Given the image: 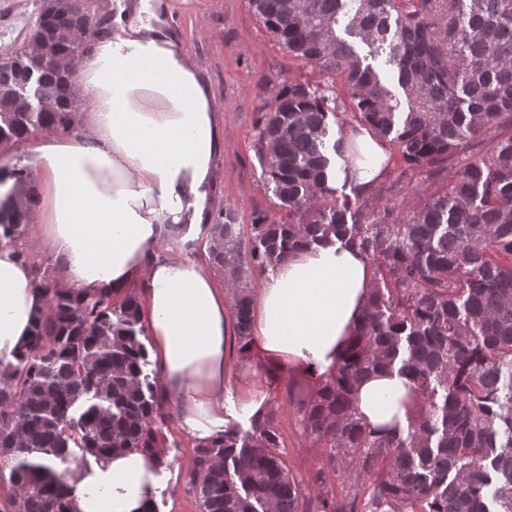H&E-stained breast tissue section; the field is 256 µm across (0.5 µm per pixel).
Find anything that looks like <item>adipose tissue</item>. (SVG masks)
Listing matches in <instances>:
<instances>
[{
	"label": "adipose tissue",
	"instance_id": "adipose-tissue-1",
	"mask_svg": "<svg viewBox=\"0 0 512 512\" xmlns=\"http://www.w3.org/2000/svg\"><path fill=\"white\" fill-rule=\"evenodd\" d=\"M76 73L90 90L82 132L46 130L29 142L21 173L38 231L64 287L125 293L138 284L149 355L161 391L194 441L224 431L225 368L237 336L228 293L203 263L173 251L168 225L197 228L209 210L224 126L199 63L163 25L113 21ZM375 279L352 247H309L268 272L247 352L278 376L321 383L342 357ZM41 297L29 265L0 247V365L14 362ZM408 379L377 373L357 391L374 426L404 417ZM158 459L129 451L86 454L67 475L72 512H153Z\"/></svg>",
	"mask_w": 512,
	"mask_h": 512
}]
</instances>
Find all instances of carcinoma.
<instances>
[{
  "instance_id": "carcinoma-1",
  "label": "carcinoma",
  "mask_w": 512,
  "mask_h": 512,
  "mask_svg": "<svg viewBox=\"0 0 512 512\" xmlns=\"http://www.w3.org/2000/svg\"><path fill=\"white\" fill-rule=\"evenodd\" d=\"M291 58L320 69L261 100L253 150L284 214L256 211L244 235L229 207L208 212L201 239L230 277L236 336L248 344L252 275L302 246L340 242L375 269L360 324L317 391L285 387L302 434L321 451L314 497L280 457L279 408L248 428L194 446L185 485L201 512H512V0H250ZM79 36L61 51L78 61L104 21L75 13ZM386 55L403 98L355 52ZM55 112L28 94L0 96V138L23 144L45 130L74 131L82 99L53 68L35 73ZM390 146L397 170L369 204L337 205V172L351 185L348 131ZM451 178L443 180L447 172ZM428 194L405 208L413 176ZM0 195V246L30 265L45 307L15 362L0 370V480L8 512H70L72 448L151 452L166 467L173 419L144 343L133 292L118 299L60 287L19 242L28 217ZM377 371L410 378L405 426L374 428L356 404ZM53 456L57 468L43 464ZM342 473L348 491L324 486Z\"/></svg>"
}]
</instances>
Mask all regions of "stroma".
<instances>
[{"mask_svg":"<svg viewBox=\"0 0 512 512\" xmlns=\"http://www.w3.org/2000/svg\"><path fill=\"white\" fill-rule=\"evenodd\" d=\"M163 20L181 46L205 70L224 120V153L216 165L213 207L236 210L241 224L253 211L271 212L275 198L261 176L251 148L257 107L269 90L288 80L317 81L318 68L302 66L273 41L256 18L249 0H166ZM44 0H0V55L22 50ZM281 407V456L297 478L311 477L320 454L301 435L284 388L273 395ZM170 466L156 512H199L188 493L185 464L193 457V441L170 422L165 430Z\"/></svg>","mask_w":512,"mask_h":512,"instance_id":"obj_1","label":"stroma"}]
</instances>
